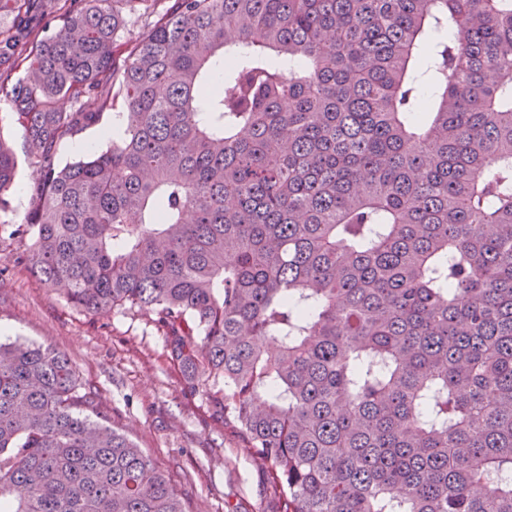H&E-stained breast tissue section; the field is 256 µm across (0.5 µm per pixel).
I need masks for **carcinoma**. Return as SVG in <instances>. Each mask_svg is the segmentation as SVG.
Here are the masks:
<instances>
[{
	"instance_id": "cac0c4a2",
	"label": "carcinoma",
	"mask_w": 512,
	"mask_h": 512,
	"mask_svg": "<svg viewBox=\"0 0 512 512\" xmlns=\"http://www.w3.org/2000/svg\"><path fill=\"white\" fill-rule=\"evenodd\" d=\"M123 2L0 0L31 274L224 385L272 512H512V0H167L121 50ZM93 406L0 343V512H189ZM112 109L103 113L102 120L96 126L86 128L59 149L57 160L61 166L79 160L92 151L106 149L112 143ZM106 130L108 135L102 134Z\"/></svg>"
}]
</instances>
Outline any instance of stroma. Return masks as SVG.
Instances as JSON below:
<instances>
[{
    "mask_svg": "<svg viewBox=\"0 0 512 512\" xmlns=\"http://www.w3.org/2000/svg\"><path fill=\"white\" fill-rule=\"evenodd\" d=\"M111 112L61 146L57 160H79L112 142ZM0 135L17 155L11 191L14 223L29 206L32 169L24 131L0 105ZM24 240H0V342H29L64 353L99 416L142 448L165 472L189 512H270L271 491L259 464L213 417L204 393H186L168 360L164 338L148 316L134 310L92 315L64 292L36 280L19 260Z\"/></svg>",
    "mask_w": 512,
    "mask_h": 512,
    "instance_id": "35a3bbf8",
    "label": "stroma"
}]
</instances>
